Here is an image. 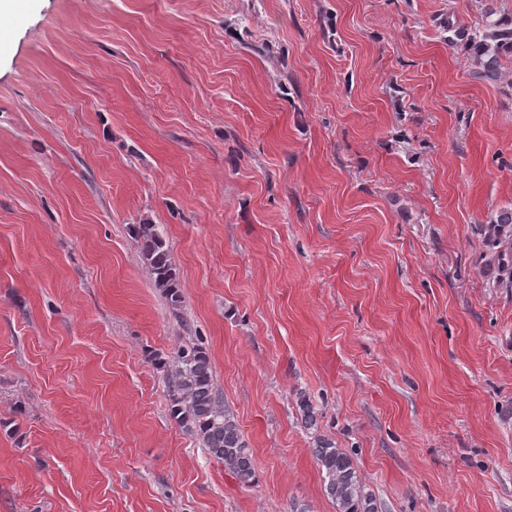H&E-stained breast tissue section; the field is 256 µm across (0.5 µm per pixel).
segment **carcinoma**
<instances>
[{
	"label": "carcinoma",
	"mask_w": 512,
	"mask_h": 512,
	"mask_svg": "<svg viewBox=\"0 0 512 512\" xmlns=\"http://www.w3.org/2000/svg\"><path fill=\"white\" fill-rule=\"evenodd\" d=\"M496 10L485 9V28L467 33L458 31L455 38L464 41L480 62L479 78L495 82L500 77V60L512 57V17L492 16ZM141 257L154 286L173 304L181 301L178 276L169 250L154 224L137 229ZM159 364L172 365L167 376L170 417L185 432L197 436L208 455L242 486L256 478L253 453L244 439L234 415L218 397L213 385L210 352L202 343L180 347ZM314 456L325 473V492L336 504V512H379L375 495L366 488L352 457L327 438L317 440Z\"/></svg>",
	"instance_id": "1"
}]
</instances>
